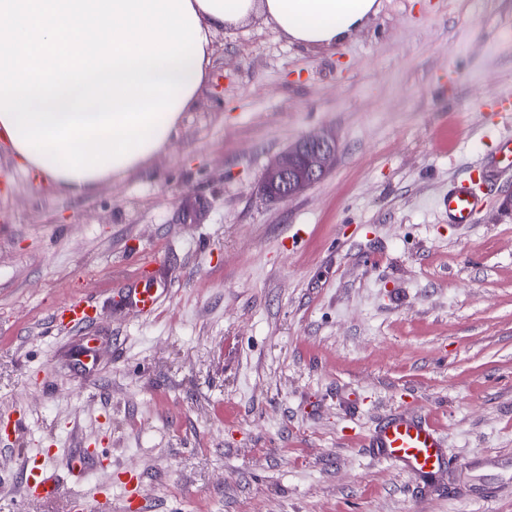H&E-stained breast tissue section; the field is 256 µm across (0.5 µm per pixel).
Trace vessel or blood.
I'll use <instances>...</instances> for the list:
<instances>
[{
	"instance_id": "b4317fda",
	"label": "vessel or blood",
	"mask_w": 512,
	"mask_h": 512,
	"mask_svg": "<svg viewBox=\"0 0 512 512\" xmlns=\"http://www.w3.org/2000/svg\"><path fill=\"white\" fill-rule=\"evenodd\" d=\"M440 204L452 224L475 223L483 206L480 196L465 180L449 189ZM157 299L156 288L149 284L127 291L130 308L138 312L154 311ZM371 443L378 457L415 477L435 474L446 465L444 438L425 419L395 415L372 435ZM60 490V485L48 475L43 464L30 463L25 482L26 495L51 500L59 495Z\"/></svg>"
}]
</instances>
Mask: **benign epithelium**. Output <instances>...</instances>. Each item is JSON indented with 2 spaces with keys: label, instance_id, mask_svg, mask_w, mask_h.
<instances>
[{
  "label": "benign epithelium",
  "instance_id": "7a95c632",
  "mask_svg": "<svg viewBox=\"0 0 512 512\" xmlns=\"http://www.w3.org/2000/svg\"><path fill=\"white\" fill-rule=\"evenodd\" d=\"M336 149V139L325 132L302 137L269 163L261 183L262 193L276 187L275 200L296 197L326 175Z\"/></svg>",
  "mask_w": 512,
  "mask_h": 512
}]
</instances>
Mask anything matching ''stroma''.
I'll use <instances>...</instances> for the list:
<instances>
[{
	"mask_svg": "<svg viewBox=\"0 0 512 512\" xmlns=\"http://www.w3.org/2000/svg\"><path fill=\"white\" fill-rule=\"evenodd\" d=\"M512 0H379L342 43L216 31L208 79L147 170L61 194L0 151V512H512ZM325 131L287 202L270 161ZM471 180L473 224L441 197ZM163 291L124 303L133 282ZM88 324L60 327L72 301ZM427 418L451 466L366 444ZM93 450L75 474L73 456ZM61 485L24 495L26 462ZM336 139L325 132L311 133L279 153L267 166L261 191L279 186L274 200L287 201L323 178L336 155ZM157 289L151 284H144L129 288L127 300L131 309L137 312H152L157 304Z\"/></svg>",
	"mask_w": 512,
	"mask_h": 512,
	"instance_id": "obj_1",
	"label": "stroma"
}]
</instances>
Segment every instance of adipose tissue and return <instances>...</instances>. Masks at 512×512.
Wrapping results in <instances>:
<instances>
[{"label": "adipose tissue", "mask_w": 512, "mask_h": 512, "mask_svg": "<svg viewBox=\"0 0 512 512\" xmlns=\"http://www.w3.org/2000/svg\"><path fill=\"white\" fill-rule=\"evenodd\" d=\"M200 27L202 49H209L214 31L260 17L285 38L310 46H333L342 43L355 29L366 24L378 11L377 0H189ZM208 75L206 61H199L192 72L193 79L204 82ZM196 87L179 92L175 111L163 116L162 134L153 147L136 152L119 166H107L82 176L64 170H52L39 162L32 153L12 143V131L0 120V138L10 141L12 153L21 164L56 190L72 196H82L104 182L119 179L144 168L162 153L179 128L185 112L196 103Z\"/></svg>", "instance_id": "adipose-tissue-1"}]
</instances>
